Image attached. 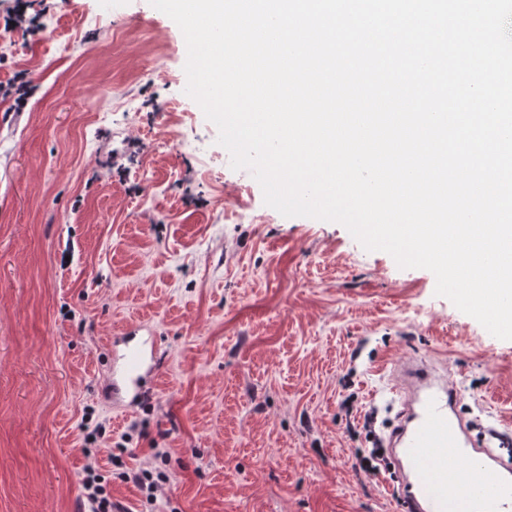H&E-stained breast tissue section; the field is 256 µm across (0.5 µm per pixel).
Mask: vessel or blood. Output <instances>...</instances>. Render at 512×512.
<instances>
[{
	"label": "vessel or blood",
	"mask_w": 512,
	"mask_h": 512,
	"mask_svg": "<svg viewBox=\"0 0 512 512\" xmlns=\"http://www.w3.org/2000/svg\"><path fill=\"white\" fill-rule=\"evenodd\" d=\"M137 335L133 329L112 339L116 410L142 394L146 353ZM392 391L404 396L402 419L388 436L389 460L404 480L403 512H512V461L471 442L447 379L411 358L397 367Z\"/></svg>",
	"instance_id": "1"
}]
</instances>
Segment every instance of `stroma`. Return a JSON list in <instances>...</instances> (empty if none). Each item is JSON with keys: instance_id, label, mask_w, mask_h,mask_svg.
<instances>
[{"instance_id": "obj_1", "label": "stroma", "mask_w": 512, "mask_h": 512, "mask_svg": "<svg viewBox=\"0 0 512 512\" xmlns=\"http://www.w3.org/2000/svg\"><path fill=\"white\" fill-rule=\"evenodd\" d=\"M0 84V512H78L87 466L125 512H398L392 368L427 356L512 458V340L341 224L282 216L187 94V47L149 0H26ZM149 324L160 370L113 410L105 344ZM165 474L154 501L124 473ZM12 22H15V25H12ZM8 29L22 31L25 35H34L47 31L45 25L38 18L31 17L26 19L25 11L19 8L14 9L8 17Z\"/></svg>"}]
</instances>
